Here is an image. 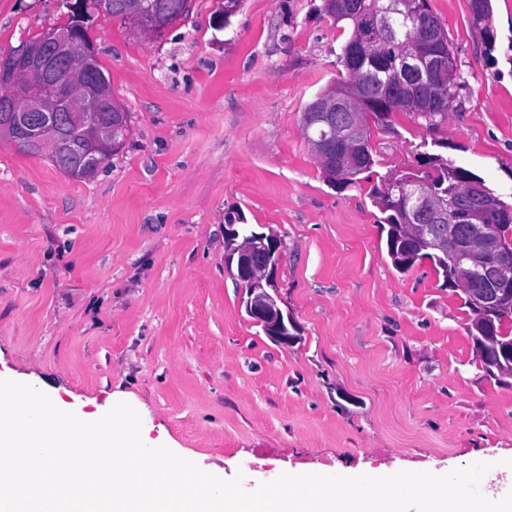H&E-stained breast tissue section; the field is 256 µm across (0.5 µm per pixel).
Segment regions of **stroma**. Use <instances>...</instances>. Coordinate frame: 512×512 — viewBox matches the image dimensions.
Here are the masks:
<instances>
[{
    "mask_svg": "<svg viewBox=\"0 0 512 512\" xmlns=\"http://www.w3.org/2000/svg\"><path fill=\"white\" fill-rule=\"evenodd\" d=\"M222 3L191 0L151 39L88 21L131 114L93 178L0 140V375L87 414L121 393L150 438L249 491L347 466L443 475L475 450L511 466L512 377L483 370L430 261L392 266L372 182H328L303 135L305 107L346 74L349 28L323 0ZM429 4L464 84L436 129L403 113L373 127L374 169L413 170L441 143L512 197V0L481 23L469 0ZM66 20L61 0H0V53ZM230 215L281 243L291 346L246 313L224 264Z\"/></svg>",
    "mask_w": 512,
    "mask_h": 512,
    "instance_id": "35a3bbf8",
    "label": "stroma"
}]
</instances>
